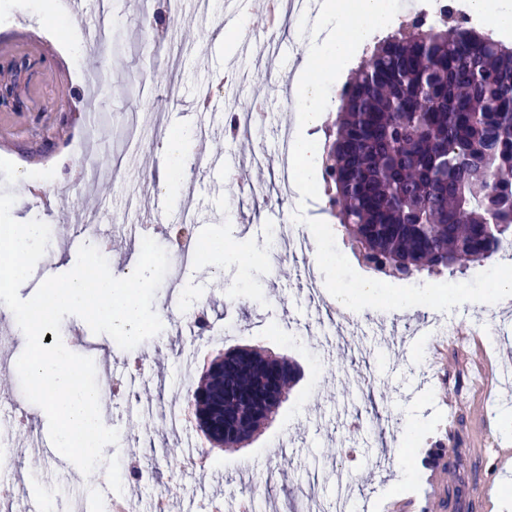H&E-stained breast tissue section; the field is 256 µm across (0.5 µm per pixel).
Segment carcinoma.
<instances>
[{"instance_id": "cac0c4a2", "label": "carcinoma", "mask_w": 512, "mask_h": 512, "mask_svg": "<svg viewBox=\"0 0 512 512\" xmlns=\"http://www.w3.org/2000/svg\"><path fill=\"white\" fill-rule=\"evenodd\" d=\"M322 176L330 213L371 269L454 273L512 242V48L489 33L415 18L380 41L339 93ZM226 353L189 394L249 428L276 407L251 398L278 356Z\"/></svg>"}]
</instances>
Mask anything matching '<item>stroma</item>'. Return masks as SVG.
Wrapping results in <instances>:
<instances>
[{
  "instance_id": "stroma-1",
  "label": "stroma",
  "mask_w": 512,
  "mask_h": 512,
  "mask_svg": "<svg viewBox=\"0 0 512 512\" xmlns=\"http://www.w3.org/2000/svg\"><path fill=\"white\" fill-rule=\"evenodd\" d=\"M226 0H160L165 25H146L142 0H82V13L68 16L48 0H0V63L16 55L35 58L22 85L21 111L0 107V190L15 195L12 217L39 219L55 227L48 250L21 285L31 298L46 278L68 272L80 244H94L113 276L135 268L139 246L118 254L103 238L82 230L83 222L105 227L148 225L152 238L166 244L173 226L191 221L201 241L223 239L228 249L252 247L264 263L242 271L234 263L215 268L196 262L168 269L152 308L188 313L203 302L224 341L201 349L187 361L188 336L172 322L163 340L149 338L120 350L108 335L87 332L72 352L90 356L103 371L110 354L120 355L116 376L140 372L150 397L141 405L132 395L101 402L102 416L131 437L108 446L105 457L138 460L155 468L157 489L134 482L121 497L136 512H152L155 490L171 494L176 512H198L203 499L223 500L248 485L247 464L259 465L264 480L254 492V512H290L305 495L308 512H389L406 504L409 512H448L447 488L432 489V473L443 452L455 445L487 449L467 463L466 480H486L489 488L512 484V464L497 451L512 448V432L501 419L512 414L502 404L497 376L512 360V301L500 309L482 303L453 308L446 315L460 341L433 347L424 327L425 311L414 306L358 313L348 324L328 291L312 295L308 270L316 249L297 252L280 225L293 221L294 206H278V136L297 120L281 78H294L303 55V35L279 37L267 45L265 26L254 5L244 7L243 23L221 25ZM265 101L269 116L249 138L225 148L217 132L225 115ZM136 117L138 131L126 138L124 125ZM190 134L191 153L220 156L221 167L205 165L194 175L193 194L176 191L159 222H151L153 196L168 176L158 129ZM40 187L42 197L31 193ZM259 348L295 363L293 381L274 416L245 443L221 448L198 428L172 431L155 410L186 406L179 387L183 368L200 380L220 355ZM32 425L13 434L14 457L31 474L25 499H11L10 512H26L27 497L44 484L62 492L84 491L93 512L101 486L83 478L62 455L35 457L31 441L49 437L48 419L30 405ZM418 483H401L403 468Z\"/></svg>"
}]
</instances>
